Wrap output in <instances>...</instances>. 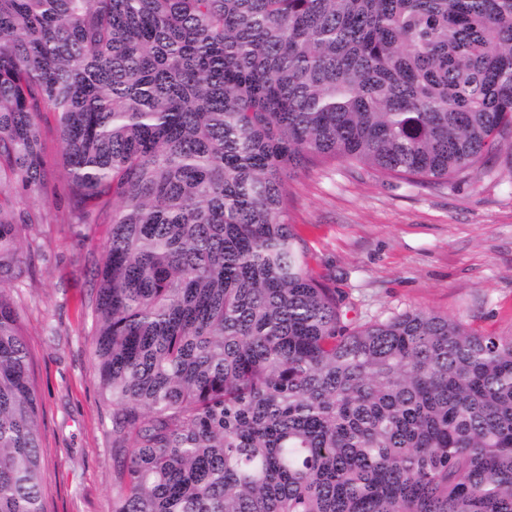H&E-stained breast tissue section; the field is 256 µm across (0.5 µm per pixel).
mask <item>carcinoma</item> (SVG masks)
<instances>
[{"label":"carcinoma","instance_id":"carcinoma-1","mask_svg":"<svg viewBox=\"0 0 512 512\" xmlns=\"http://www.w3.org/2000/svg\"><path fill=\"white\" fill-rule=\"evenodd\" d=\"M504 146L512 0H0V512H48L13 288L55 167L80 240L112 209V512H512V335L354 323L286 190L336 160L467 177ZM41 130L48 157L53 161L59 151V138L52 112H44L41 116Z\"/></svg>","mask_w":512,"mask_h":512}]
</instances>
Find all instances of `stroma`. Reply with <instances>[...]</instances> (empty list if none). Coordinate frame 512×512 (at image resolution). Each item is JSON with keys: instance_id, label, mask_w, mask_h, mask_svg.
Here are the masks:
<instances>
[{"instance_id": "stroma-1", "label": "stroma", "mask_w": 512, "mask_h": 512, "mask_svg": "<svg viewBox=\"0 0 512 512\" xmlns=\"http://www.w3.org/2000/svg\"><path fill=\"white\" fill-rule=\"evenodd\" d=\"M488 167L407 185L337 161L288 181V221L354 322L425 310L512 334V152ZM64 184L55 177L27 204L47 222L26 233L34 275L14 294L35 359L49 512H112L111 409L99 395L87 274L101 242L73 234Z\"/></svg>"}]
</instances>
